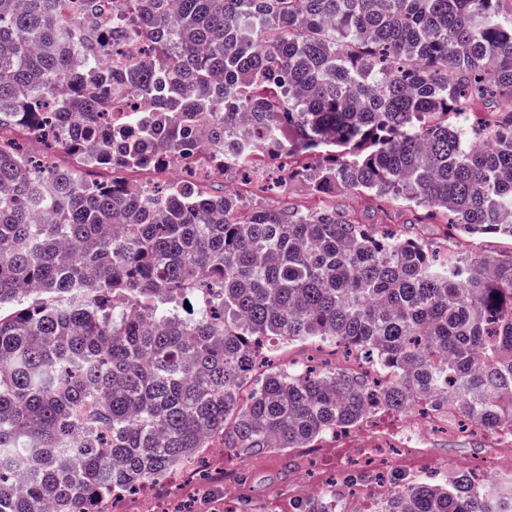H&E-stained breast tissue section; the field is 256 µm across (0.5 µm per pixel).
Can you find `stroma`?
<instances>
[{
  "label": "stroma",
  "instance_id": "1",
  "mask_svg": "<svg viewBox=\"0 0 512 512\" xmlns=\"http://www.w3.org/2000/svg\"><path fill=\"white\" fill-rule=\"evenodd\" d=\"M224 183L236 189L249 206L275 208L288 204L313 208L314 197L303 186L281 195L225 174ZM337 204L354 212L364 223L387 225L402 222L405 236L433 246L447 247L440 224L413 223L412 212L384 213L371 196L337 191ZM390 423L400 432L385 446H378L372 423L336 436L311 448L233 456L215 448L202 449L198 461L169 478L149 486L147 495L132 494L113 500L112 512H295L303 488L315 494L329 490L353 467H361L363 481L344 490L341 512H364L368 505L388 497L394 480L442 481L450 465L482 472L491 441L452 424H440L418 435L404 429L402 416Z\"/></svg>",
  "mask_w": 512,
  "mask_h": 512
}]
</instances>
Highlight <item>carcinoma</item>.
Here are the masks:
<instances>
[{
	"label": "carcinoma",
	"instance_id": "obj_1",
	"mask_svg": "<svg viewBox=\"0 0 512 512\" xmlns=\"http://www.w3.org/2000/svg\"><path fill=\"white\" fill-rule=\"evenodd\" d=\"M500 0H0V512H101L219 440L311 448L413 406L512 431V254L438 259L345 190L512 238V16ZM142 41L141 64L112 63ZM141 102L130 125L112 124ZM482 101L487 124L466 113ZM302 210L90 169L265 171ZM194 305V313L183 309ZM367 370H258L263 339ZM326 492L297 512H335ZM371 512H512L470 471Z\"/></svg>",
	"mask_w": 512,
	"mask_h": 512
}]
</instances>
